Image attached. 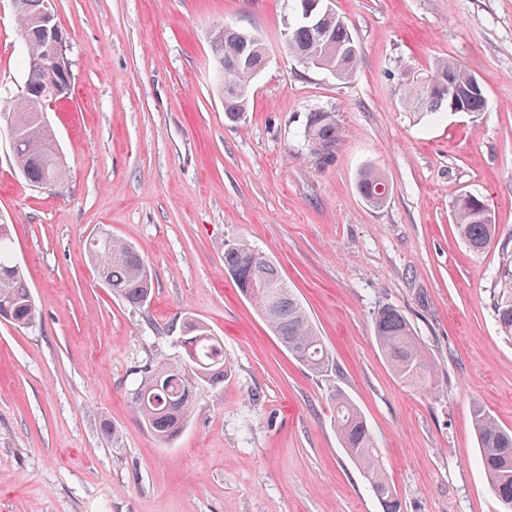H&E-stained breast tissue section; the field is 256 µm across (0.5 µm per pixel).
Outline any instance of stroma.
<instances>
[{
  "instance_id": "stroma-1",
  "label": "stroma",
  "mask_w": 512,
  "mask_h": 512,
  "mask_svg": "<svg viewBox=\"0 0 512 512\" xmlns=\"http://www.w3.org/2000/svg\"><path fill=\"white\" fill-rule=\"evenodd\" d=\"M360 48L341 81L284 48L288 0H55L71 91L49 120L64 182L34 187L0 132V224L38 311L0 321V512H382L340 445L344 394L376 439L400 512H500L480 464L473 409L512 428V337L495 303L512 295V0H334ZM256 35L268 62L245 120L229 122L211 52L224 25ZM26 49L0 0V113L25 84ZM450 58L484 87L483 111L421 117L405 81ZM334 112L333 155L303 139ZM375 166V207L357 190ZM484 200L498 236L470 251L460 194ZM107 232L147 261L152 298L130 309L103 288L90 238ZM266 254L329 354L294 360L224 270V247ZM399 309L435 364L405 387L373 335ZM192 316L230 367L200 388L163 442L129 396L140 367L183 357ZM111 423L117 436L103 433ZM388 185L385 176L377 169L367 168L363 170L357 181V189L360 195L371 205L381 206L387 198L381 197L378 187Z\"/></svg>"
}]
</instances>
